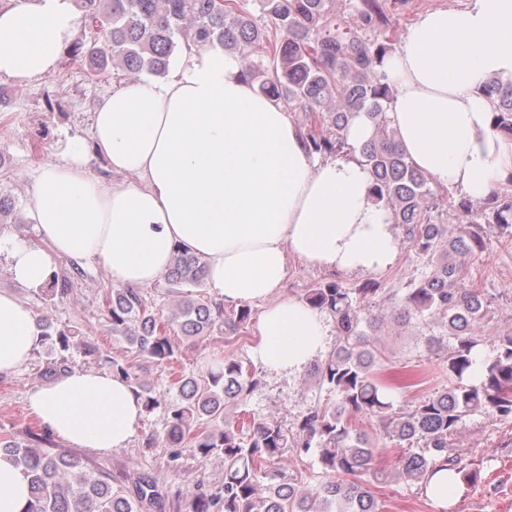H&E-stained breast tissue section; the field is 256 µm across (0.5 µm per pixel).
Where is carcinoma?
<instances>
[{"label": "carcinoma", "instance_id": "cac0c4a2", "mask_svg": "<svg viewBox=\"0 0 512 512\" xmlns=\"http://www.w3.org/2000/svg\"><path fill=\"white\" fill-rule=\"evenodd\" d=\"M263 23L236 0H76L84 26L99 32L102 45H73L68 54L95 75L112 65L133 77L164 75L170 58L181 45L217 41L237 54L247 78L260 91L276 97L290 109L305 113L304 133L317 153L351 152L345 137L349 121L364 117L371 125L369 140L359 148L369 170L376 201L391 214L392 223L405 227L406 237L419 252L435 258L431 269L410 284L397 319L420 320L437 311L448 319L454 346L448 354V376L456 383L407 411H395L374 372L377 349L361 328L363 304L381 288L374 281L348 286L322 282L309 289L305 301L331 316L336 347L313 364L320 381L336 394L330 406L314 405L295 430L276 419H262L242 434L226 422L229 408L244 401L260 385L242 362L226 357L200 379L174 381L181 403L170 411L166 443L191 448L202 457L224 455V490L212 496L190 494L186 512H383L369 491L380 480V449L353 425L358 416H373L385 438L402 447L421 446L420 452L400 457L395 465L405 479L424 481L437 459L468 481L476 473L459 466L451 455L450 440L462 418L477 411L512 416V332L497 337L495 353L483 361L479 383L464 378L475 363L480 338L476 328L489 314L485 295L469 273L468 261L484 248L483 236L463 230L447 238L439 224L426 218L433 192L429 179L401 152L387 119L392 88L382 81L380 68L389 53V38L370 39L366 31L384 22L381 0H360V22L336 13V0H259ZM269 58L271 70L263 69ZM481 92L490 100L494 129L512 139V82L487 80ZM462 212L475 215L512 244V193L493 190L478 210L467 201ZM82 276L77 263L65 274H54L43 285L49 297L66 295ZM206 278L205 261L186 249L173 254L168 279L172 284L199 285ZM103 309L112 332L122 336L137 356L159 366L177 359L180 347L169 333L163 313L153 308L135 288L104 290ZM249 311L224 317V305L187 295L180 303L177 322L188 340L214 331L229 341L246 323ZM43 340L66 351L75 332L42 326ZM112 373L126 379L143 411L160 405L152 390L139 382L133 364L106 360ZM52 443L44 427L27 431L21 442L0 434V451L10 454L30 476L32 502L28 512H161L166 495L157 483L141 479L136 498L112 489L110 478L86 468L67 453H50ZM318 448V462L327 480L313 493L290 482L258 493L261 463L283 461Z\"/></svg>", "mask_w": 512, "mask_h": 512}]
</instances>
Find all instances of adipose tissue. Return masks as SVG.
<instances>
[{"instance_id":"obj_1","label":"adipose tissue","mask_w":512,"mask_h":512,"mask_svg":"<svg viewBox=\"0 0 512 512\" xmlns=\"http://www.w3.org/2000/svg\"><path fill=\"white\" fill-rule=\"evenodd\" d=\"M74 0H12L0 9V76L24 85L51 76L75 37ZM387 112L399 149L435 184L480 201L512 178V141L493 129L488 78L512 81V0L433 8L386 58ZM93 148L132 181L91 178L82 144L32 174L39 243H8V271L39 287L55 257L101 264L114 285L146 287L175 247L207 263L225 305L262 307L252 356L268 372L302 373L331 333L323 312L282 296L285 256L344 274L397 259L391 215L352 155L305 145L279 100L246 80L239 57L217 43L178 50L167 76L127 81L91 117ZM32 310L0 291V374L20 371L42 341ZM53 435L78 448L127 447L142 406L128 382L74 368L28 392ZM30 477L0 453V512H27Z\"/></svg>"}]
</instances>
